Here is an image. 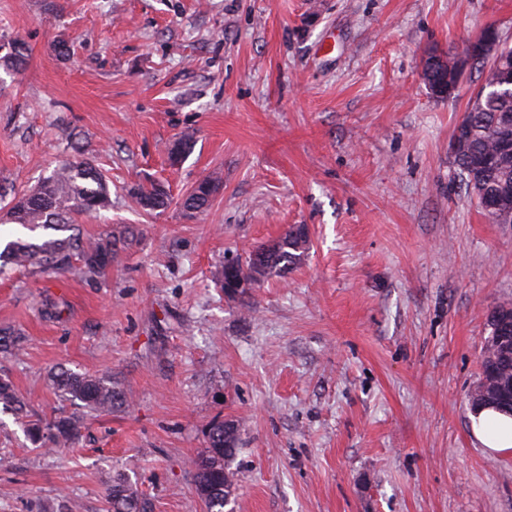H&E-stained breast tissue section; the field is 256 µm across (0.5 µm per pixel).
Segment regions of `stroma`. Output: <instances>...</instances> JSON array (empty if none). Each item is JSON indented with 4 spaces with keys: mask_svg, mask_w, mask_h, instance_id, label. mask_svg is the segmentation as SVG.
Returning <instances> with one entry per match:
<instances>
[{
    "mask_svg": "<svg viewBox=\"0 0 512 512\" xmlns=\"http://www.w3.org/2000/svg\"><path fill=\"white\" fill-rule=\"evenodd\" d=\"M490 25L512 46V0H0V39L28 48L0 68V184L88 158L112 205L81 233L140 230L95 279L0 277V328L27 338L0 374L34 415L74 412L45 384L58 367L127 398L50 451L0 408V512H107L117 479L152 512H204L192 461L222 420L241 428L235 512H512V454L470 406L486 318L512 301V224L449 150L486 66L447 98L420 76ZM209 176V207L183 211ZM158 180L172 203L149 213L130 189ZM295 224L302 260L251 310L228 300L213 270Z\"/></svg>",
    "mask_w": 512,
    "mask_h": 512,
    "instance_id": "1",
    "label": "stroma"
}]
</instances>
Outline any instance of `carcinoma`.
I'll use <instances>...</instances> for the list:
<instances>
[{
    "instance_id": "cac0c4a2",
    "label": "carcinoma",
    "mask_w": 512,
    "mask_h": 512,
    "mask_svg": "<svg viewBox=\"0 0 512 512\" xmlns=\"http://www.w3.org/2000/svg\"><path fill=\"white\" fill-rule=\"evenodd\" d=\"M25 57L21 43L0 40V66L18 68ZM452 138L462 144L454 162L478 200L496 201L501 194L512 193V154L500 153V143L512 140V86L487 89L477 107L465 110ZM219 188V178H204L182 199L181 207L190 212L201 211ZM131 194L142 209L147 200L154 201V211H163L171 204L169 191L160 183L139 185ZM110 205L106 177L87 159L67 162L38 185L14 192L6 212L0 215V223L18 225L34 233V237L7 242L0 250V272L9 267L32 275H49L76 267L86 280L104 272L112 257L132 244L136 229L121 226L98 237H85L75 224V216L97 213ZM307 249V240L291 226L272 244L261 245L247 253L245 260L236 258L234 262L259 283L288 272ZM487 327L480 384H504L512 380V334H500L490 320ZM25 343L19 330L0 328V353L17 356ZM47 382L55 394L80 402L90 412H110L126 403L125 393L110 377L57 368L48 374ZM0 405L18 415H28L26 402L8 378L0 377ZM84 425V414L62 412L49 421L40 417L28 420L27 436L35 448L71 447L82 438ZM238 445L239 424L218 421L209 429L206 448L194 460L196 490L206 512H225L234 501L230 463L238 453ZM108 500L112 512H147V503L120 480L112 483Z\"/></svg>"
}]
</instances>
